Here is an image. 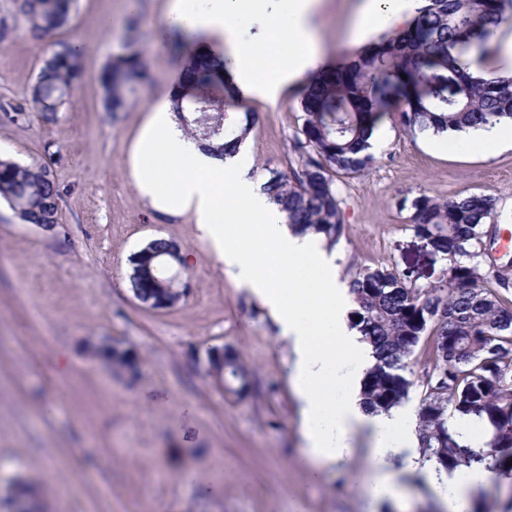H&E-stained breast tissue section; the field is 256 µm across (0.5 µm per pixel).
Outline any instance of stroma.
<instances>
[{
    "instance_id": "35a3bbf8",
    "label": "stroma",
    "mask_w": 512,
    "mask_h": 512,
    "mask_svg": "<svg viewBox=\"0 0 512 512\" xmlns=\"http://www.w3.org/2000/svg\"><path fill=\"white\" fill-rule=\"evenodd\" d=\"M361 0H318L314 25L328 65L359 48L351 24ZM168 0H75L66 26L35 37L0 0V157L48 165L60 186L59 222L46 231L0 201V477L33 489L39 512H444L417 477L395 501L371 503L359 475L368 465L367 430L353 455L319 463L303 450L289 348L278 328L199 238L191 215H165L137 195L131 144L151 107L170 94L179 33ZM81 40V77L54 121H43L29 89L52 43ZM137 44L149 82L129 109H103L99 75ZM301 86L247 98L256 122L242 163L250 176L287 170L302 125ZM372 167L338 181L342 231L336 274L442 264L407 222L405 203L427 194H491L496 224L512 230V147L471 153L466 135L408 133L384 120ZM181 244L191 291L152 311L133 296L130 257L151 239ZM112 336L135 350L136 374L108 372L88 343ZM222 345L254 376L251 394L220 392L195 353ZM69 350V373L56 355ZM223 468H216V460ZM470 512H503L512 482L488 477L467 491Z\"/></svg>"
}]
</instances>
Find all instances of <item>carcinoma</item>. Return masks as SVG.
<instances>
[{
  "label": "carcinoma",
  "instance_id": "carcinoma-1",
  "mask_svg": "<svg viewBox=\"0 0 512 512\" xmlns=\"http://www.w3.org/2000/svg\"><path fill=\"white\" fill-rule=\"evenodd\" d=\"M425 6L401 31L384 35L336 69L308 82L300 101L302 126L293 143L296 164L268 170L262 190L285 212L288 224L321 235L334 245L341 233L337 177L355 176L375 162L370 152L377 124L385 116L410 132H466L512 121V75L485 78L465 69L459 55L483 43L512 19V0H424ZM72 0H15L30 31L48 36L65 26ZM227 61L201 54L187 59L173 111L195 141L217 142L224 157L236 151L253 124V113L237 103L238 92L224 79ZM80 75V55L56 42L30 88L42 119L52 120L60 96ZM137 51L110 62L101 72L103 105L124 112L132 87L148 80ZM42 166L0 160V198L28 224L58 223L61 193ZM497 199L488 194L438 200L426 194L411 203L416 236L429 239L445 256L436 280L419 284L413 272L380 266L359 270L349 281L356 308L353 325L372 347L375 363L366 372L363 399L387 412L407 396V360L422 337L433 338L430 364L421 378L418 412L420 447L447 471L479 463L500 476L512 475V279L493 275V287L478 285L481 258L496 230ZM174 241H149L150 254L130 261L129 281L152 309H168L179 285L160 270L172 260ZM114 369L133 367L129 349L97 353ZM224 371V385L252 386V372L235 352L210 359ZM487 422L492 436L481 447L460 440L450 428L455 415Z\"/></svg>",
  "mask_w": 512,
  "mask_h": 512
}]
</instances>
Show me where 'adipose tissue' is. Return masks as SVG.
Wrapping results in <instances>:
<instances>
[{
    "instance_id": "ef3b65f1",
    "label": "adipose tissue",
    "mask_w": 512,
    "mask_h": 512,
    "mask_svg": "<svg viewBox=\"0 0 512 512\" xmlns=\"http://www.w3.org/2000/svg\"><path fill=\"white\" fill-rule=\"evenodd\" d=\"M416 0H363L353 36L389 30L405 21ZM315 0H169L172 23L218 37L231 59L226 78L242 91L276 90L303 80L324 62L325 54L310 19ZM262 23L281 35L277 53L256 57L238 30L242 19ZM130 175L140 198L171 215L191 213L199 236L209 239L224 269L267 310L278 324L291 355V381L303 426L304 451L333 463L352 451L355 429H367L371 448L362 482L376 500L396 498L400 474L384 465L393 447L407 450L405 472L443 490L448 512H463V491L484 483L480 466H461L438 474L419 449L403 412L369 413L360 392L375 358L350 328L354 298L336 278L335 256L323 237L289 227L285 214L251 179L237 157L213 156L187 138L163 99L154 104L130 153ZM255 222L249 245L234 232L241 214Z\"/></svg>"
}]
</instances>
